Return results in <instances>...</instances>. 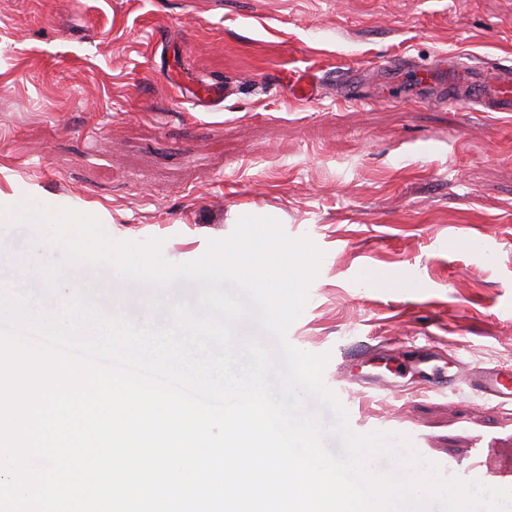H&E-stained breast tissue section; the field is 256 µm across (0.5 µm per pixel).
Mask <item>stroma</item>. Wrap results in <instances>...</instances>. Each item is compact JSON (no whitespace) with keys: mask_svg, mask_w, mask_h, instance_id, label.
Masks as SVG:
<instances>
[{"mask_svg":"<svg viewBox=\"0 0 512 512\" xmlns=\"http://www.w3.org/2000/svg\"><path fill=\"white\" fill-rule=\"evenodd\" d=\"M401 56L402 76L379 70ZM512 59V0H0V193L107 211L117 241L164 239L180 264L240 217L277 219L325 256L296 348L365 344L356 373L400 391L354 394L350 428L409 432L428 460L487 484L512 479V406L475 397L458 362L512 368V112H484L422 80L445 57ZM330 73L297 100L294 76ZM349 73L360 102L347 97ZM216 80L210 107L190 95ZM0 267L40 288L45 248L11 230ZM122 298L147 291L82 268L59 285ZM430 343L433 359L404 353Z\"/></svg>","mask_w":512,"mask_h":512,"instance_id":"obj_1","label":"stroma"}]
</instances>
